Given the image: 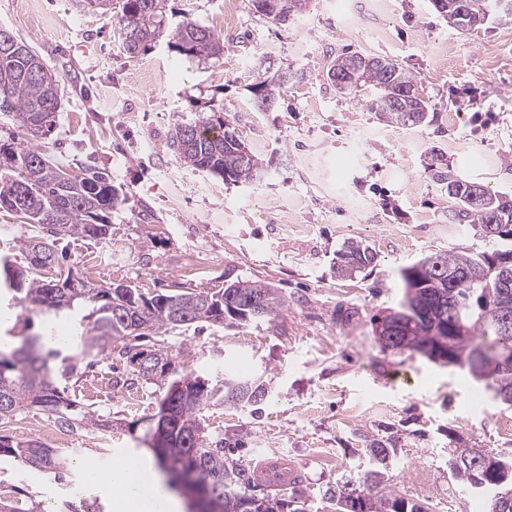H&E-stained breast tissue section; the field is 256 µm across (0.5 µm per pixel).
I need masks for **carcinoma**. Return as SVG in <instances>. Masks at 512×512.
Listing matches in <instances>:
<instances>
[{
  "instance_id": "1",
  "label": "carcinoma",
  "mask_w": 512,
  "mask_h": 512,
  "mask_svg": "<svg viewBox=\"0 0 512 512\" xmlns=\"http://www.w3.org/2000/svg\"><path fill=\"white\" fill-rule=\"evenodd\" d=\"M256 12L278 24H284L303 10L306 0H269V7ZM440 15L453 17L452 26L464 33L491 18L512 19V0H431ZM133 24L135 38L122 41L131 57L146 54L164 36L165 0H123L118 29ZM178 53L187 57L224 55V41L204 23L188 19L168 41ZM292 79L289 71H278L254 84L255 104L264 110L265 102L278 104L283 88ZM327 80L340 94L372 93L366 101L377 119L396 125H419L429 116V104L419 91L415 75L387 57L343 52L328 69ZM60 95V80L44 67L33 47L13 33L0 29V112L15 114L28 137L19 143L0 144V210L14 213L34 224L40 234L21 242L27 265L14 275L15 264L0 260V288L11 295L10 301L36 310L47 325L69 317L75 326L76 339L60 341L48 337L26 338L10 353L0 352V424L8 423L27 410H41L64 425L72 421L107 430L110 425L87 412L76 410L74 401L59 389L89 357L100 353L116 356L126 363L132 375L146 381H162L165 371L147 376L135 364L144 354H156L164 365L171 366L175 356L161 350L142 347L138 340L158 333L173 332L204 322L222 328L239 327L250 322L272 320L286 308V300L276 288H269L264 304L253 313L249 310L257 282L226 280L224 301L232 306L226 316L216 317L207 298L209 292L157 293L148 296L138 288H96L80 278L70 266L60 264L54 242L65 237L101 239L109 234L110 214L122 202L121 188L112 184L109 174L90 169L71 176L52 163L43 152L41 140L47 138L55 124ZM244 141L229 124L206 117L176 122L167 137V148L188 166L224 177V180L249 184L261 179L262 169L252 151L241 150ZM433 176L446 184L448 197L459 207L458 216L470 223L489 246L488 253L509 252L505 239L492 234L500 225L512 226V197L491 194L487 207L476 209L469 204L473 184L455 179L442 167ZM58 215L47 224L44 213ZM341 253L352 257L353 272L359 273L377 260V254L365 242L351 239ZM441 269L424 274L418 271L421 260L400 270L403 297L397 307L416 301L433 308L453 306L455 316L468 334L448 341V334H434L433 319L421 310L408 312L407 321L382 350H409L430 358L437 346L452 348L458 366L466 369L487 392L512 397V358L499 361L504 347L512 349V334L499 333L497 323L503 301L512 309V288L499 287L493 273L478 282L459 280L446 288L448 274L462 273L484 262L485 253L437 251ZM93 302L97 307L91 327L77 318L81 305ZM491 343H486L487 338ZM189 392L177 399L164 394L158 409L168 407L175 415L176 426L164 445L157 448L158 464L166 465L181 487L194 499L202 512H306L305 503L288 500L280 493L254 494L256 484L244 465L230 459L222 445L206 439L201 411L224 394V401L257 407L265 403L268 392L264 382L224 373V390L209 385L199 376L188 373ZM361 452L370 468L357 478H348L329 492L336 512H427L424 506L390 488L396 448L391 440L370 436L362 440ZM483 448L449 446L448 466L452 478L464 491L476 490L481 482L494 483L500 490H512V461L499 458L498 468L487 472L477 464ZM0 455L21 459L27 466L61 481L67 472L63 451L48 448L36 438L12 441L0 436ZM0 512H41L32 500L0 498Z\"/></svg>"
}]
</instances>
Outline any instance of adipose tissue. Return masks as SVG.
Masks as SVG:
<instances>
[{
	"instance_id": "1",
	"label": "adipose tissue",
	"mask_w": 512,
	"mask_h": 512,
	"mask_svg": "<svg viewBox=\"0 0 512 512\" xmlns=\"http://www.w3.org/2000/svg\"><path fill=\"white\" fill-rule=\"evenodd\" d=\"M92 493L112 496L115 512H181V505L163 483L157 470L130 459L101 471L94 460L79 464Z\"/></svg>"
}]
</instances>
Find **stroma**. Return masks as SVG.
I'll return each instance as SVG.
<instances>
[{
    "label": "stroma",
    "mask_w": 512,
    "mask_h": 512,
    "mask_svg": "<svg viewBox=\"0 0 512 512\" xmlns=\"http://www.w3.org/2000/svg\"><path fill=\"white\" fill-rule=\"evenodd\" d=\"M120 11L121 0L108 14L74 0H0V28L25 38L61 81L42 143L48 159L71 174L104 169L123 191L109 235L57 242L68 265L94 285L149 294L216 291L228 277L270 283L288 304L274 321L200 324L148 340L175 355L173 379L192 371L218 385L230 370L267 384L260 412L205 408L210 440L247 466L287 460L288 494L307 512H335L327 490L368 468L363 436L388 438L394 490L427 512H474L472 494L448 473L449 442L512 455V430L501 426L512 408L487 396L472 405L477 385L466 371L382 351L375 327L402 298V267L431 251L486 248L468 227L444 233L457 205L431 175L433 156L461 181L512 194V22L463 34L430 0H385L380 11L371 0H307L280 25L251 0H167L168 30L197 19L222 38L223 57L199 61L164 40L129 57L114 30ZM343 50L389 57L417 76L431 122L385 123L360 98L336 93L326 71ZM286 67L297 82L275 109L256 110L253 84ZM202 115L232 124L266 177L234 185L168 151L175 120ZM350 239L366 241L377 262L344 280L333 266ZM41 330L38 314L0 305L1 344ZM66 387L78 409L111 429H60L40 410L1 425V436L67 449L71 467L57 484L1 455L0 493L24 494L44 512H63L68 501L113 512L111 496L77 493V463L155 462L149 431L167 386L130 382L125 363L99 357Z\"/></svg>",
    "instance_id": "35a3bbf8"
}]
</instances>
